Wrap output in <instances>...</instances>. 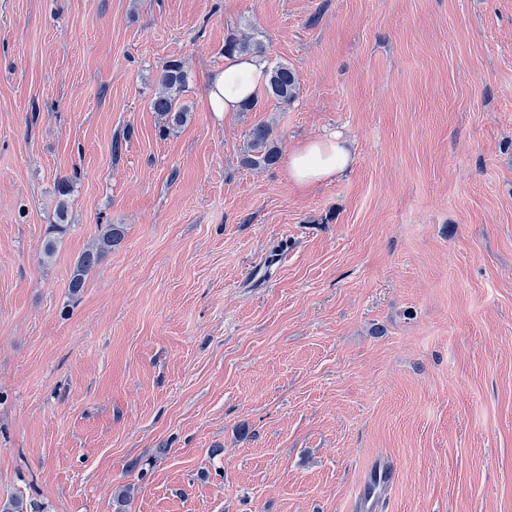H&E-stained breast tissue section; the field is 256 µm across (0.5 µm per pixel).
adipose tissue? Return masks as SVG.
I'll list each match as a JSON object with an SVG mask.
<instances>
[{
	"instance_id": "1",
	"label": "adipose tissue",
	"mask_w": 512,
	"mask_h": 512,
	"mask_svg": "<svg viewBox=\"0 0 512 512\" xmlns=\"http://www.w3.org/2000/svg\"><path fill=\"white\" fill-rule=\"evenodd\" d=\"M265 82V67L256 58L226 57L223 71L213 76L207 88L212 111H240L244 102L256 97ZM351 162V143L331 134L295 147L289 156L288 173L296 185L308 187L345 172Z\"/></svg>"
}]
</instances>
